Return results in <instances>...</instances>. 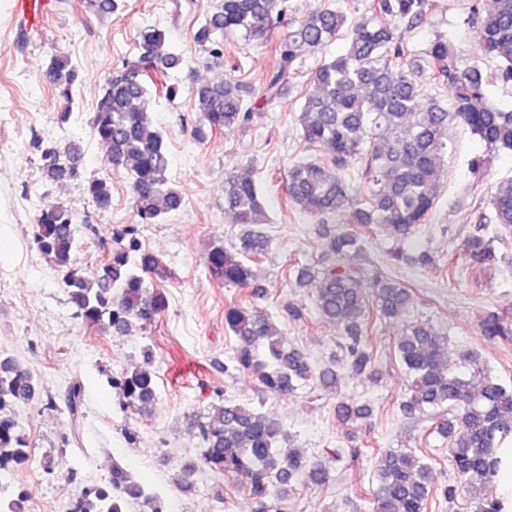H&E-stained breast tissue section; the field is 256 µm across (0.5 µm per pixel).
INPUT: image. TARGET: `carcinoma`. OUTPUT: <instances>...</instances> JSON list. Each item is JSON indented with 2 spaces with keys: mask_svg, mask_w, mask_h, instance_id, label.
Listing matches in <instances>:
<instances>
[{
  "mask_svg": "<svg viewBox=\"0 0 512 512\" xmlns=\"http://www.w3.org/2000/svg\"><path fill=\"white\" fill-rule=\"evenodd\" d=\"M430 7V0H371V17L353 24L338 8L312 11L277 43V64L261 85L226 78L192 87L201 115L196 136L205 140L213 131L232 132L251 122L260 105L280 99L296 78L299 48L318 49L349 30L346 52L316 67L315 91L300 108L301 139L319 148L324 158L298 161L288 169V199L322 225L324 243L316 265L295 270L296 283L300 287L318 283L316 309L341 327V348L355 377L372 373L366 340L370 313L381 321L407 318L396 345L408 374L401 411L413 418L443 410L435 430L448 441L452 466L476 501V512H503L504 504L495 492L499 470L495 448L512 434V387L477 368L449 371L442 363L448 337L428 321L410 318L409 286L381 272L375 273L373 292L362 284L364 239L382 233L397 243H408L435 209L452 127L467 128L490 149L512 151V111L486 102L485 77L477 62H465L464 50L438 37L425 50L423 66L401 42L400 25L424 22ZM283 11V0H218L193 33V41L209 54L221 56L224 39L230 36L268 38ZM469 24L475 29L479 54L495 59L502 77L512 79V0H492V8L484 12L473 9ZM137 50L136 60L107 79L93 125L109 149L112 165L127 172L139 223L156 224L179 211L184 199L168 178V148L148 112L149 84L180 68L183 58L169 51L164 34L152 27L138 31ZM45 76L66 102L59 121L67 124L73 115L77 67L69 57L54 55ZM425 78L445 90L449 107L425 94ZM37 149L46 180L63 183L80 176L78 145L41 141ZM354 161L363 166L366 194L361 199L341 176ZM86 193L101 209L112 204V182L107 178L87 180ZM489 205L493 223L512 228V178L495 183ZM224 208L246 229L239 247L211 248L206 265L224 287L244 288L253 277L251 263L269 245L262 228L267 220L250 168L224 179ZM331 224H357L360 231L336 232ZM77 233L72 212L61 204L42 209L35 217L36 244L64 273L62 288L76 317L87 326L116 333L134 325L143 329L152 325L165 307L153 281L168 278L170 272L158 256L142 249L137 228H125L106 258L88 274L75 268ZM466 247L475 265L490 268L500 261L491 241L482 236L471 237ZM224 324L237 342L232 369L255 374L263 392L290 394L300 382L311 379L324 389L337 388L336 365L313 368L304 353L284 345L283 333L270 319L237 303L224 310ZM482 335L507 340L512 325L490 315L482 323ZM112 383L125 408H145L155 401V376L146 368L124 372ZM38 397L31 372L15 358L0 355V471L27 464L28 443L13 407ZM64 405L71 419L72 442L77 444L84 417L80 383L70 384ZM370 412L369 406L352 401L336 404V417L343 422L365 418ZM196 428L203 447L199 462L181 469L186 488L192 487L190 478L201 464L243 479L256 505L252 512H281L286 488L299 474L307 473L316 486L330 479L320 464L287 447L289 435L282 422L246 406L226 400ZM376 478L374 512H424L434 496L431 465L412 449L382 451ZM140 499L157 512L154 497L114 465L110 481L82 493L70 512H127L130 502Z\"/></svg>",
  "mask_w": 512,
  "mask_h": 512,
  "instance_id": "obj_1",
  "label": "carcinoma"
}]
</instances>
